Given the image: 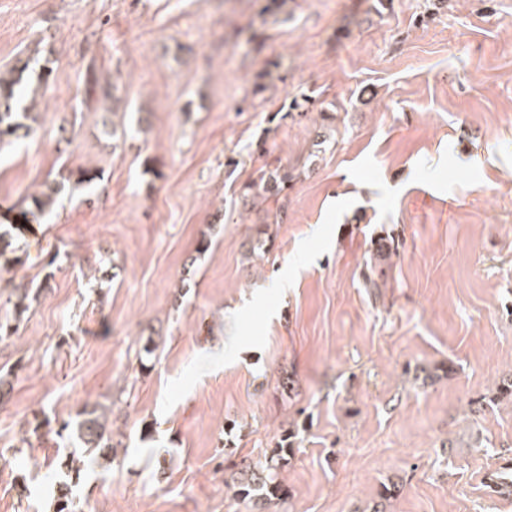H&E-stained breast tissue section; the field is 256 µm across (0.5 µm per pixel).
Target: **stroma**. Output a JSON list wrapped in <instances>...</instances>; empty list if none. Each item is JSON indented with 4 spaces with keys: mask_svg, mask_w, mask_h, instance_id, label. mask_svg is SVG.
<instances>
[{
    "mask_svg": "<svg viewBox=\"0 0 512 512\" xmlns=\"http://www.w3.org/2000/svg\"><path fill=\"white\" fill-rule=\"evenodd\" d=\"M267 4L0 0V72L53 69L0 147V512H52L88 403L115 457L81 512H254L239 463L288 430L271 512H512L487 485L512 464V0ZM279 165L287 198L242 206ZM40 192L29 194L24 201L27 202L24 215L30 216L29 221L39 223L50 212L58 201L64 184L62 182H45Z\"/></svg>",
    "mask_w": 512,
    "mask_h": 512,
    "instance_id": "stroma-1",
    "label": "stroma"
}]
</instances>
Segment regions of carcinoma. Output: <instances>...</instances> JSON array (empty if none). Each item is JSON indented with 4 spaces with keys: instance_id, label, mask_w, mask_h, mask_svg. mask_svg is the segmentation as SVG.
Returning a JSON list of instances; mask_svg holds the SVG:
<instances>
[{
    "instance_id": "1",
    "label": "carcinoma",
    "mask_w": 512,
    "mask_h": 512,
    "mask_svg": "<svg viewBox=\"0 0 512 512\" xmlns=\"http://www.w3.org/2000/svg\"><path fill=\"white\" fill-rule=\"evenodd\" d=\"M28 69L29 62L23 61L9 71V76H0V145L8 144L22 135L28 136L32 130L31 123L35 122L31 106L17 99V89L24 83ZM292 178L293 175L287 167L277 166L266 171L259 181L245 186L243 196L253 199L265 195L282 196L288 190ZM63 188L64 184L61 182L44 183V189L25 198L24 215L32 222H40L53 209ZM73 434L79 448L61 462L64 479L59 482V495L54 498L55 512H79L69 480L80 476L85 462L112 458V432L107 429L106 417L98 412L97 407L86 405L77 413ZM290 438V433L283 434L281 445L270 455L264 456V460L255 464L249 462L241 467L237 495L251 500L258 512H264L270 505L280 501L284 494L282 481L278 476L290 462Z\"/></svg>"
}]
</instances>
